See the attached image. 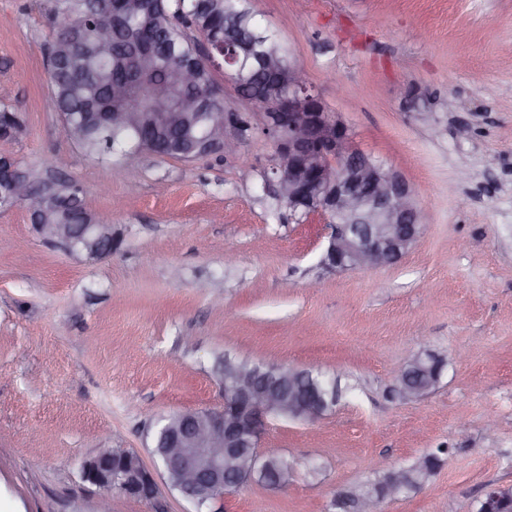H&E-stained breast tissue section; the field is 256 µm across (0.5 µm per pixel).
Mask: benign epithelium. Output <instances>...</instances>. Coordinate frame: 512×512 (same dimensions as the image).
<instances>
[{
	"mask_svg": "<svg viewBox=\"0 0 512 512\" xmlns=\"http://www.w3.org/2000/svg\"><path fill=\"white\" fill-rule=\"evenodd\" d=\"M252 103L259 113L262 133L274 146L269 183L277 198L296 212L321 216L331 228L322 264L334 270L377 268L399 261L421 238L427 214L410 185L396 171L356 149L349 127L335 112L326 110L321 94L310 84L302 68L288 73V89L276 97H258ZM151 121L170 129L179 126L180 112H153ZM224 136L205 146L201 158L214 153L233 154L243 141L238 113L223 115ZM7 193L30 195L29 185L17 177L16 166L7 168ZM38 233L60 244L75 256L102 259L112 254V225L38 224ZM259 364L227 360L224 403L217 409L179 413L164 425L162 440L164 471L177 480L178 492L196 506V512L224 498V484L239 482L248 473L249 482L270 480L267 454L259 440L269 417L315 420L336 405V382L330 381L315 401L306 402L295 387L298 370L275 367L268 381L260 376ZM83 478L108 491L154 501L161 495L155 473L140 456L121 448H104L86 461ZM403 470H390L383 488L360 492L342 491L336 504L347 501L355 512H378L384 496L406 492ZM481 512H512V498L502 488L490 489Z\"/></svg>",
	"mask_w": 512,
	"mask_h": 512,
	"instance_id": "obj_1",
	"label": "benign epithelium"
}]
</instances>
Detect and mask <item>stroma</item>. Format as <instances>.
<instances>
[{
	"instance_id": "stroma-1",
	"label": "stroma",
	"mask_w": 512,
	"mask_h": 512,
	"mask_svg": "<svg viewBox=\"0 0 512 512\" xmlns=\"http://www.w3.org/2000/svg\"><path fill=\"white\" fill-rule=\"evenodd\" d=\"M49 4L0 0V86L24 118L0 156L77 183L111 218L113 252L71 255L29 205L0 209V512H96L105 496L111 512H156L83 465L125 448L162 473L158 422L223 404V356L340 388L316 421L269 419L259 448L295 471L225 496L223 512H335L377 462L439 449L429 482L383 512H478L488 487L512 486V0H251L355 146L428 212L398 262L344 271L322 264L329 225L266 186L263 134L235 156L142 150L118 173L87 155L50 104ZM425 350L445 362L438 384L398 397Z\"/></svg>"
}]
</instances>
